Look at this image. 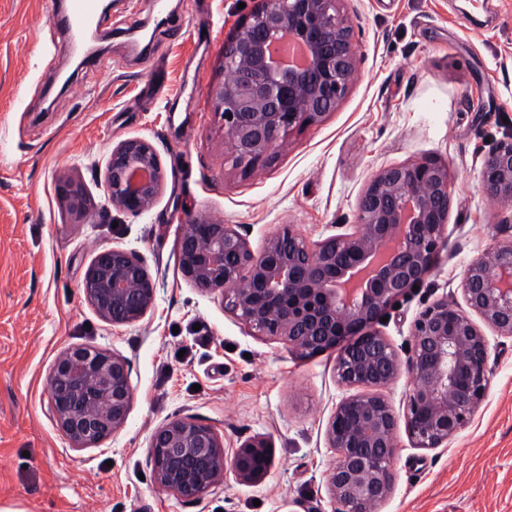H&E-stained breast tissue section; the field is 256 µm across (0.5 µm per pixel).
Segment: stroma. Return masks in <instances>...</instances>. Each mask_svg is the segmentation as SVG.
<instances>
[{
	"mask_svg": "<svg viewBox=\"0 0 512 512\" xmlns=\"http://www.w3.org/2000/svg\"><path fill=\"white\" fill-rule=\"evenodd\" d=\"M262 3L167 0L159 15L147 0H112L98 57L80 62L50 30L45 0H0V512H338L326 426L352 390L336 355L303 358L254 335L220 293L184 279L177 243L197 215L245 226L256 251L287 224L316 241L355 230L381 169L447 164V243L378 325L403 357L421 312L443 298L465 307L468 264L512 240L481 185L493 143L512 134V0H344L355 81L335 112L247 170L207 90L225 78V40ZM128 138L156 147L165 184L140 216L106 215V162ZM64 176L83 190V215L69 210ZM112 247L138 254L155 281L153 308L132 324L106 323L81 292ZM489 340L480 408L440 448L398 430L392 493L376 512H512V339ZM72 345L124 357L134 389L124 427L89 448L50 411L48 374ZM176 416L213 427L229 455L268 439L266 474L226 475L196 502L161 490L148 446Z\"/></svg>",
	"mask_w": 512,
	"mask_h": 512,
	"instance_id": "35a3bbf8",
	"label": "stroma"
}]
</instances>
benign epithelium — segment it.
<instances>
[{
	"mask_svg": "<svg viewBox=\"0 0 512 512\" xmlns=\"http://www.w3.org/2000/svg\"><path fill=\"white\" fill-rule=\"evenodd\" d=\"M341 0H264L224 43V68L234 78L212 84L208 96L224 121L234 162L251 170L285 146L289 131L336 111L356 75L351 29ZM288 38L306 54L303 65L282 62L273 47ZM165 181L161 157L147 140L112 148L105 171L108 203L139 216ZM484 193L512 204V135L483 162ZM69 209L82 214L81 187L63 179ZM453 195L448 166L433 158L381 170L358 200L352 233L310 241L286 227L263 249H251L233 224L200 214L178 241L183 277L219 291L224 308L257 336L280 337L301 357L338 351V380L363 392L343 398L326 427L337 459L326 476L341 512H374L392 492L396 432L416 448L448 442L484 401L490 341L473 318L440 299L416 320L403 360L376 324L420 284L446 241ZM81 288L99 316L132 324L152 308L155 288L142 260L123 248L100 251ZM462 294L468 308L500 337L512 338V241L472 260ZM411 382L403 414L381 393L402 374ZM48 384L51 411L76 447L96 445L122 429L132 403L127 361L83 346L56 356ZM159 487L187 501L224 482L227 471L251 483L270 465L267 444L253 440L227 457L210 426L176 416L159 426L148 448Z\"/></svg>",
	"mask_w": 512,
	"mask_h": 512,
	"instance_id": "obj_1",
	"label": "benign epithelium"
}]
</instances>
